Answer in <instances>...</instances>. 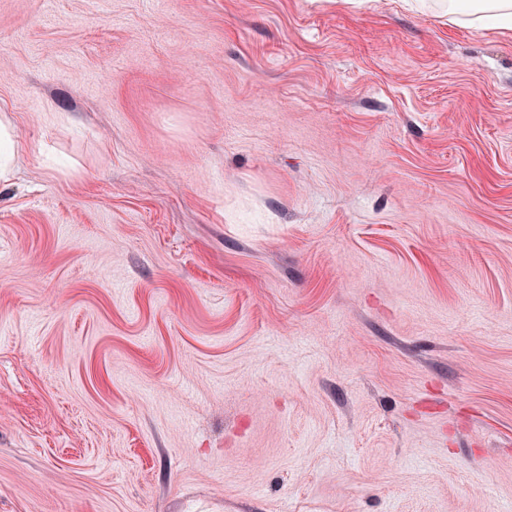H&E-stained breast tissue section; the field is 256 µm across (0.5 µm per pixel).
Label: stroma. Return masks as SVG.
Masks as SVG:
<instances>
[{"instance_id": "35a3bbf8", "label": "stroma", "mask_w": 512, "mask_h": 512, "mask_svg": "<svg viewBox=\"0 0 512 512\" xmlns=\"http://www.w3.org/2000/svg\"><path fill=\"white\" fill-rule=\"evenodd\" d=\"M0 512H512V34L441 0H0ZM41 148L33 143L20 140L11 120L7 116L0 119V183L7 182L13 171L15 158L20 154Z\"/></svg>"}]
</instances>
